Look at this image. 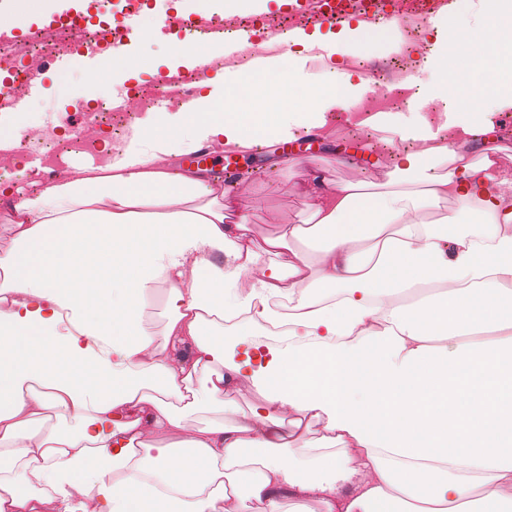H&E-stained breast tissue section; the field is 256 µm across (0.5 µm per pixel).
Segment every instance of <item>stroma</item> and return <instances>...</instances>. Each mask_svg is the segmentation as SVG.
<instances>
[{
    "instance_id": "stroma-1",
    "label": "stroma",
    "mask_w": 512,
    "mask_h": 512,
    "mask_svg": "<svg viewBox=\"0 0 512 512\" xmlns=\"http://www.w3.org/2000/svg\"><path fill=\"white\" fill-rule=\"evenodd\" d=\"M233 4L234 0H150L149 7L138 18V27L144 30L145 36L136 42L137 60L125 62L124 81L105 86L102 98L111 99L127 92L129 85L145 86L169 75L170 64L182 50L183 43L166 25V18L220 16L229 24L237 18ZM424 29L425 38L413 43L399 20H392L385 30L370 32L375 46L365 55L369 61H385L398 54L403 44L413 43L414 60L403 71L404 76L412 80L413 89L401 91L390 80L373 79L351 67L346 70L351 84L362 85L367 109L387 113V126L357 125L349 112L339 109L327 113V123L321 138L315 142V150L298 152L293 145L268 141L261 153L249 150L239 153L237 166L245 176L234 183L231 190L242 199L259 237L277 235L284 225L299 222L306 209L302 187L312 170L325 169L334 185L358 183L371 192L376 184L387 180L393 155L423 150L428 134L423 119L433 113L435 105L420 101L419 96L437 82L431 60L441 54L446 26L429 20ZM35 84L36 93L22 98L24 111L12 116L21 133L65 130L76 135L85 131L90 101L83 94L80 73H73L63 85L57 82L52 68L45 67L39 70ZM292 85L330 89L334 79L318 62L299 59L292 63L289 72L268 78L261 85L239 78L234 91L244 111L284 112L288 109V88ZM396 90L407 99L399 108L390 105ZM490 122L498 146L495 154L497 168L505 181V190L512 192V111L494 113ZM16 162L19 173H0V185L35 191L53 182L55 177L73 176L97 166L98 159L74 151L62 157L56 170L52 171L41 153L31 150L18 155Z\"/></svg>"
}]
</instances>
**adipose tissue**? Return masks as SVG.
Segmentation results:
<instances>
[{
  "mask_svg": "<svg viewBox=\"0 0 512 512\" xmlns=\"http://www.w3.org/2000/svg\"><path fill=\"white\" fill-rule=\"evenodd\" d=\"M483 4L482 35L450 34L474 45L451 88L455 148L433 136L393 159L398 173L450 162L421 188L370 197L315 172L304 223L261 239L221 175L165 164L203 142L244 150L321 128L359 99L352 86L301 90L287 122L208 93L189 127L104 145L89 175L0 187V512H280L288 497L323 512H512V195L464 150L489 133L485 113L512 110V0ZM369 30L262 47L336 75ZM450 199L452 214L422 220ZM250 267L262 274L245 288ZM161 284L157 333L143 308ZM274 299L289 329L271 340ZM243 384L264 401L250 418L187 428L185 412ZM50 416L72 431L40 430ZM307 419L326 435L295 447Z\"/></svg>",
  "mask_w": 512,
  "mask_h": 512,
  "instance_id": "ef3b65f1",
  "label": "adipose tissue"
}]
</instances>
